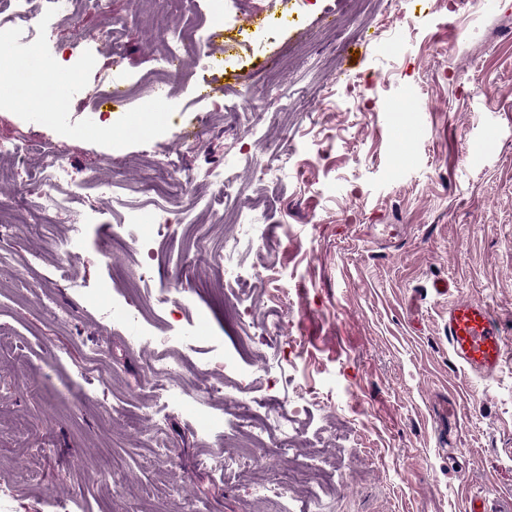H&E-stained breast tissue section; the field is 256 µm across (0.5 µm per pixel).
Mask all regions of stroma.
Here are the masks:
<instances>
[{
	"mask_svg": "<svg viewBox=\"0 0 512 512\" xmlns=\"http://www.w3.org/2000/svg\"><path fill=\"white\" fill-rule=\"evenodd\" d=\"M309 0L305 11L254 0L270 35L243 64L196 71L168 89L166 119L113 149L97 113L127 123L139 102L93 112L100 74L134 90L157 78L159 27L178 28L172 0H109L125 19L120 68L104 42L76 40L55 0H26L42 22L43 67L67 60L79 74L57 121L54 99L17 104L0 88V139L33 150L0 162V480L8 512H265L253 490L278 486L279 431L236 449L240 469L218 475L203 460L223 438H201L194 408L153 412L147 368L168 351L186 360L190 392L212 384L202 362L227 357L254 379L252 397L309 405L296 460L339 471L333 512H464L469 494L506 507L512 491V0ZM211 81L208 98L197 87ZM364 96L346 97V84ZM249 124L231 127L245 91ZM497 126L481 166L465 151ZM425 136L413 150L412 129ZM281 150L268 170L272 150ZM59 154L80 186L69 209L29 203L41 153ZM221 166L241 189L217 215L204 199ZM268 171L259 180L260 171ZM191 179L198 201L169 200L155 214L160 181ZM137 189L122 209L100 186ZM239 216L237 265L203 262ZM126 226L128 246L104 261L107 234ZM82 226L71 239L70 226ZM151 239V252L138 245ZM40 253L30 264L32 253ZM451 295H435L434 282ZM82 284L110 306L140 311L113 327L73 292ZM169 296L158 304V296ZM486 301L505 339L500 370L458 366L444 327L449 300ZM246 317L284 320L283 337L231 328L225 305ZM148 341L131 345V333ZM125 483L111 491V476Z\"/></svg>",
	"mask_w": 512,
	"mask_h": 512,
	"instance_id": "stroma-1",
	"label": "stroma"
}]
</instances>
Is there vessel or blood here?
I'll use <instances>...</instances> for the list:
<instances>
[{"label":"vessel or blood","mask_w":512,"mask_h":512,"mask_svg":"<svg viewBox=\"0 0 512 512\" xmlns=\"http://www.w3.org/2000/svg\"><path fill=\"white\" fill-rule=\"evenodd\" d=\"M496 135L487 132L472 141L467 150L471 166H480L489 156ZM445 332L457 363L464 369L485 376L500 368L504 345L498 320L490 306L481 300H459L448 308Z\"/></svg>","instance_id":"obj_1"}]
</instances>
